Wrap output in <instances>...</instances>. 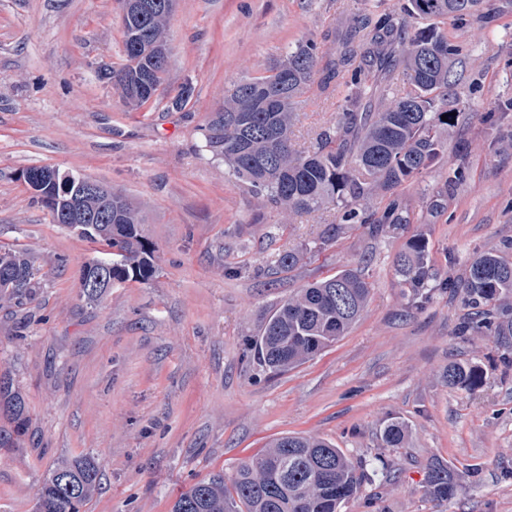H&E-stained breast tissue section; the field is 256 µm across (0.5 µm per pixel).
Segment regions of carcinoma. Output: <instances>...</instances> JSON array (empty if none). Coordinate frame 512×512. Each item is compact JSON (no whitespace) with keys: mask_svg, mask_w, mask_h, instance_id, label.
Returning <instances> with one entry per match:
<instances>
[{"mask_svg":"<svg viewBox=\"0 0 512 512\" xmlns=\"http://www.w3.org/2000/svg\"><path fill=\"white\" fill-rule=\"evenodd\" d=\"M152 9L130 13L123 30L125 64L111 71L113 89L123 101L140 107L152 94L138 91L147 81L157 87L166 69L157 68L155 53L168 54L166 31L172 12L167 0H147ZM483 0H407L382 12L347 14L336 58L323 61L314 41L299 42L281 58L259 65L232 85L224 110L205 128L206 147L224 160L227 174L245 186L255 206L278 211L285 221L295 216L334 210L336 221L319 237V246L336 240L345 224H359L373 237L411 224L405 200L412 180L441 163L448 152L444 132L472 117L459 88L468 48L448 33V21L468 27L484 18ZM427 25L410 34L412 21ZM401 68L407 81L390 82ZM333 97L336 76L344 72V105L336 121L316 133L309 149L291 143L293 121L304 87L316 73ZM447 120H442V115ZM470 147L455 154L447 187L427 200V209L442 212L448 189L469 178ZM90 232L66 228L112 251V283H145L154 274L152 250L142 235V217L122 194L112 193V206L101 198L84 202ZM303 259L299 251L277 255L273 269H292ZM402 287L412 305L427 304L439 290L462 295L467 312L458 336H486L501 358L512 364V238L479 251L463 275L440 276L430 258L428 241L411 236L396 258ZM37 270L19 248L0 247V302L23 306L34 300ZM370 295L360 268H344L288 296L269 318L250 352L274 374L284 373L345 336L358 321ZM451 387L474 389L483 382L480 367L454 361L444 371ZM0 410L14 423L0 426V448H13L24 432L27 407L0 375ZM404 422L389 421L382 430L387 448L403 447ZM370 473L331 442L299 433L282 435L256 455L241 461L230 480L216 473L180 494L172 512H342ZM101 484L95 458L80 456L49 471L34 512H83ZM426 487L436 500L450 501L458 492L448 464L430 462Z\"/></svg>","mask_w":512,"mask_h":512,"instance_id":"cac0c4a2","label":"carcinoma"}]
</instances>
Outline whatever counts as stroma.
I'll list each match as a JSON object with an SVG mask.
<instances>
[{"mask_svg": "<svg viewBox=\"0 0 512 512\" xmlns=\"http://www.w3.org/2000/svg\"><path fill=\"white\" fill-rule=\"evenodd\" d=\"M376 1L176 0L167 72L152 102L133 110L99 77L123 62L118 0H0V245L29 249L39 270L30 304L0 307V373L28 408L18 447L0 450V512H33L49 470L85 454L102 480L84 512H171L194 482L232 475L288 433L397 465L394 481L363 484L344 512H512V367L490 338L455 336L460 298L438 292L411 307L394 267L419 231L436 266L458 274L512 237V154L495 151L512 132V10L489 0L488 19L459 33L467 81L482 90L456 134L471 148L470 177L426 225L373 237L348 224L315 248L332 213L285 224L276 210H254L205 146L208 120L252 65L306 40L332 57L339 19ZM187 84L188 106L172 110ZM336 106L319 82L304 88L296 148L335 120ZM32 166L87 177L139 206L153 277L81 300L80 269L98 247L36 203L21 177ZM289 249L303 251L298 266L260 275ZM347 266L371 285L358 322L269 375L250 340L288 294ZM452 361L478 364L482 385L449 387ZM393 418L408 429L400 448L381 441ZM434 459L458 470L452 502L427 492Z\"/></svg>", "mask_w": 512, "mask_h": 512, "instance_id": "1", "label": "stroma"}]
</instances>
